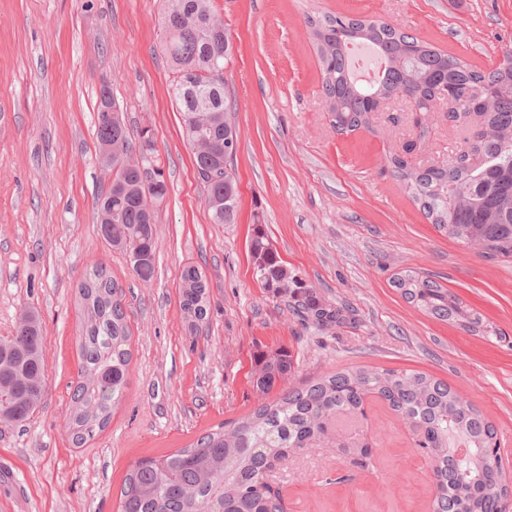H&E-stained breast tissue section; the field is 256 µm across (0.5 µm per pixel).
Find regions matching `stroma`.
Masks as SVG:
<instances>
[{"mask_svg":"<svg viewBox=\"0 0 512 512\" xmlns=\"http://www.w3.org/2000/svg\"><path fill=\"white\" fill-rule=\"evenodd\" d=\"M234 54L224 81L238 135L239 218L215 224L182 137L159 0H0V339L38 312L43 403L0 431V512H118L131 464L182 448L260 402L258 354L285 349L289 385L350 367L412 369L448 383L497 430L512 478V259L487 260L437 231L386 158L411 113L392 105L374 131L337 134L320 96L307 16L343 13L405 28L487 70L512 43V0H213ZM132 141L150 135L168 193L156 217L155 275L141 281L102 238L95 202L101 84ZM288 269L352 318L320 331L253 274L254 221ZM102 263L123 290L132 360L107 428L74 447L66 426L80 372L76 288ZM208 283V318L191 329L180 276ZM425 273L498 338L432 319L392 285ZM360 467L336 446L306 448L279 473L288 512H430L429 465L411 433L370 401Z\"/></svg>","mask_w":512,"mask_h":512,"instance_id":"35a3bbf8","label":"stroma"}]
</instances>
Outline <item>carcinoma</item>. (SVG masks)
Returning a JSON list of instances; mask_svg holds the SVG:
<instances>
[{
    "instance_id": "cac0c4a2",
    "label": "carcinoma",
    "mask_w": 512,
    "mask_h": 512,
    "mask_svg": "<svg viewBox=\"0 0 512 512\" xmlns=\"http://www.w3.org/2000/svg\"><path fill=\"white\" fill-rule=\"evenodd\" d=\"M165 52L174 71V91L182 107L183 134L193 144L194 127L209 124L213 143L237 137L227 112L224 81L200 75L213 59L231 61L232 46L211 0H161ZM320 63L322 103L339 134L373 130L378 104L392 100L421 112L452 103L448 119L463 131L462 142L442 164H415L417 143L408 140L389 153L387 165L412 201L440 232L489 258H512V45L498 63L478 70L381 19L324 14L306 18ZM353 44H366L386 62L382 78L362 82L351 65ZM207 83L204 99L185 90ZM98 149L133 151L120 113L96 120ZM196 176L206 190L215 224H233L238 188L232 161L224 151L194 157ZM154 203L144 194L140 174L118 169L109 190L96 203L105 242L125 255L143 281L153 278L158 242L155 211L168 187L158 170L149 172ZM224 201L216 214L211 201ZM254 271L264 287L287 297L306 322L329 329L345 323L348 312L313 293L288 271L257 223L250 241ZM200 269L181 272V310L191 327L208 315L197 288ZM401 297L424 314L490 338L498 335L461 306L448 289L415 270L392 282ZM77 304L82 314L76 341L80 374L71 391L68 425L81 447L108 424L127 386L132 358L122 289L102 266L81 281ZM256 387L279 395L259 403L238 421L226 422L185 448L142 457L126 474L119 512H287L276 469L303 448L329 439L335 422L365 418L366 401L382 400L415 436L430 461L432 512H502L509 495L497 432L448 383L412 370L346 368L297 387L288 386L292 361L284 349L256 358ZM46 383V349L39 315L31 311L17 325L7 347H0V428L17 426L39 408Z\"/></svg>"
}]
</instances>
